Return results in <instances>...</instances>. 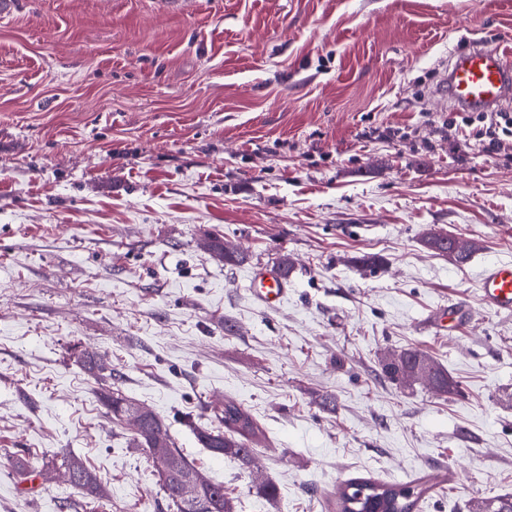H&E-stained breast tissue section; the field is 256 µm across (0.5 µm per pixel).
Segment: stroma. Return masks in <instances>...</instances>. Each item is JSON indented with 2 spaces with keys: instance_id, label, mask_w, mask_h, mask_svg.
I'll return each instance as SVG.
<instances>
[{
  "instance_id": "1",
  "label": "stroma",
  "mask_w": 512,
  "mask_h": 512,
  "mask_svg": "<svg viewBox=\"0 0 512 512\" xmlns=\"http://www.w3.org/2000/svg\"><path fill=\"white\" fill-rule=\"evenodd\" d=\"M475 44L512 48V0H20L0 17V512H173L108 385L163 417L235 512H330L351 478L438 476L416 512L512 495V318L478 286L512 261V148L463 151L440 92ZM431 227L482 247L450 264L421 244ZM283 256L269 307L250 278ZM456 301L466 324L428 328ZM407 348L458 393L386 378ZM227 400L264 430L247 466L197 438ZM102 401L113 417L119 419L127 417V413L135 404L133 401L122 395L118 389L107 390L100 394ZM60 457L61 465L67 469L71 483L83 488L95 498L102 499L104 497L105 490L89 467L70 455L63 454Z\"/></svg>"
}]
</instances>
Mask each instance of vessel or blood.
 <instances>
[{
	"mask_svg": "<svg viewBox=\"0 0 512 512\" xmlns=\"http://www.w3.org/2000/svg\"><path fill=\"white\" fill-rule=\"evenodd\" d=\"M446 82L456 106L487 109L497 105L512 89V51L480 45L455 53ZM250 286L263 304L272 307L284 298L287 280L279 271L269 270L254 276ZM480 292L485 308L512 317V263L487 266L481 274Z\"/></svg>",
	"mask_w": 512,
	"mask_h": 512,
	"instance_id": "vessel-or-blood-1",
	"label": "vessel or blood"
}]
</instances>
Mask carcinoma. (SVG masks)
I'll use <instances>...</instances> for the list:
<instances>
[{
  "instance_id": "carcinoma-1",
  "label": "carcinoma",
  "mask_w": 512,
  "mask_h": 512,
  "mask_svg": "<svg viewBox=\"0 0 512 512\" xmlns=\"http://www.w3.org/2000/svg\"><path fill=\"white\" fill-rule=\"evenodd\" d=\"M211 248L214 253L224 259L226 265H236L244 260L243 253L224 250L223 244L217 239L212 240ZM429 364L434 370L435 381L432 383L434 392L440 395L456 392L457 387L449 378L448 372L432 359L429 360ZM101 398L112 416L117 419L127 416L129 410L135 407V403L117 389L101 393ZM216 418L220 424L224 425V429L198 431L197 438L203 447L213 452L217 445L222 444L224 450L231 453L233 458L244 465L249 463L252 454L251 444L258 442L263 436V430L257 421L234 401L224 402V410L216 415ZM132 444L137 448L147 449L151 457L155 454V448L160 446L165 449L181 471L187 474L199 473L182 450L175 447L168 427L157 415L143 429L136 431ZM61 465L67 469L71 483L83 488L96 498L104 497V488L94 472L82 461L63 454ZM434 487L435 483L430 481L402 485L363 479L350 480L338 490L336 508L338 512H414L419 498ZM161 490L174 512H235L234 502L224 493V486L209 480L206 481V488L199 504L194 508L185 504L176 484L163 483ZM476 512H512V497L487 498L477 504Z\"/></svg>"
}]
</instances>
